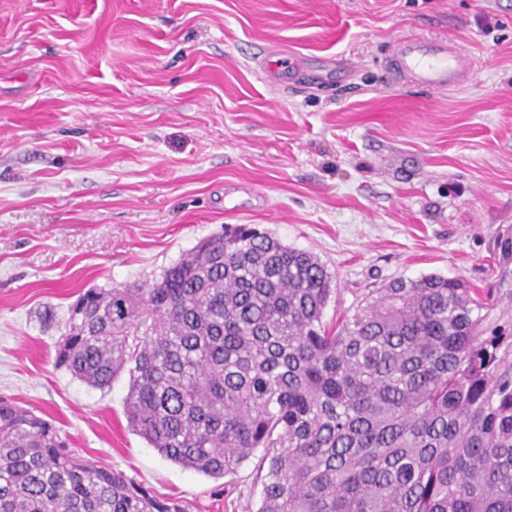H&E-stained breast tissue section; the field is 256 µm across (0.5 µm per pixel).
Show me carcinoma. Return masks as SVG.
Wrapping results in <instances>:
<instances>
[{"label": "carcinoma", "mask_w": 512, "mask_h": 512, "mask_svg": "<svg viewBox=\"0 0 512 512\" xmlns=\"http://www.w3.org/2000/svg\"><path fill=\"white\" fill-rule=\"evenodd\" d=\"M489 275L400 278L326 323L313 253L226 225L148 288L80 294L55 363L128 369L130 426L184 468L258 459L257 512H512L511 224ZM0 512L183 510L0 396Z\"/></svg>", "instance_id": "1"}]
</instances>
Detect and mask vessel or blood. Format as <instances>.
I'll return each mask as SVG.
<instances>
[{
  "label": "vessel or blood",
  "instance_id": "1",
  "mask_svg": "<svg viewBox=\"0 0 512 512\" xmlns=\"http://www.w3.org/2000/svg\"><path fill=\"white\" fill-rule=\"evenodd\" d=\"M387 66L397 81L437 93L458 86L470 70L467 57L456 45L425 37L397 41Z\"/></svg>",
  "mask_w": 512,
  "mask_h": 512
}]
</instances>
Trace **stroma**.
Masks as SVG:
<instances>
[{"instance_id":"obj_1","label":"stroma","mask_w":512,"mask_h":512,"mask_svg":"<svg viewBox=\"0 0 512 512\" xmlns=\"http://www.w3.org/2000/svg\"><path fill=\"white\" fill-rule=\"evenodd\" d=\"M469 54L464 86L397 85L394 39ZM303 60L278 80L261 61ZM338 61L323 76L324 58ZM313 252L325 321L397 278L488 281L512 225V0H0V395L185 512H256L129 426V375L56 366L90 289L145 288L225 225Z\"/></svg>"}]
</instances>
